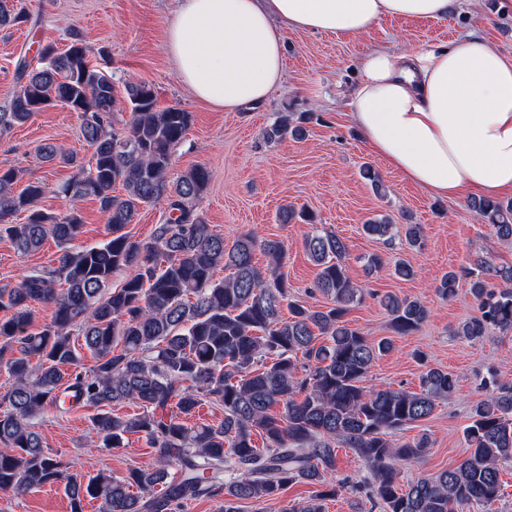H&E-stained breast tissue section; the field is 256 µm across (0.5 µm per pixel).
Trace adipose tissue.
I'll return each mask as SVG.
<instances>
[{
    "label": "adipose tissue",
    "instance_id": "ef3b65f1",
    "mask_svg": "<svg viewBox=\"0 0 512 512\" xmlns=\"http://www.w3.org/2000/svg\"><path fill=\"white\" fill-rule=\"evenodd\" d=\"M450 0H179L167 28L178 79L227 112L268 98L284 30L355 37L386 17L439 19ZM348 117L368 149L431 196L512 192V57L467 35L360 60Z\"/></svg>",
    "mask_w": 512,
    "mask_h": 512
}]
</instances>
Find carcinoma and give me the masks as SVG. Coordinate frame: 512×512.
Here are the masks:
<instances>
[{
    "instance_id": "carcinoma-1",
    "label": "carcinoma",
    "mask_w": 512,
    "mask_h": 512,
    "mask_svg": "<svg viewBox=\"0 0 512 512\" xmlns=\"http://www.w3.org/2000/svg\"><path fill=\"white\" fill-rule=\"evenodd\" d=\"M29 20L0 3V28ZM92 48L75 36L60 51H39L43 66H18L21 85L0 127L26 123L61 103L80 114L81 134L93 149L91 163L73 157L75 168L62 187L75 201L91 197L108 215L107 239L75 247L83 227L77 208L66 215L39 206L46 184L15 168H0V236L26 255L48 239L59 248V267L26 275L0 288V369L12 379L0 395V492L24 495L46 486L63 487L72 512L100 501V512H173L188 501L220 498V512H240L244 500H272L297 483L317 484L336 470V447L349 448L368 467L362 480L338 485L295 502L282 512H325V501L349 489L378 500L383 512H466L492 506L502 492V463L512 460V385L492 390L472 409L465 438L471 452L458 465L419 478L403 488L399 465L423 458L428 441L396 445L389 436L428 418L455 391L454 374L428 367L420 391L364 385L376 357L392 340L372 343L347 319L363 300L351 278L345 240L321 230L312 213L288 207L282 220L312 225L305 241L317 267L314 288L331 300L312 309L294 300L281 273L284 242L247 233L233 245L206 224L197 210L209 184L195 167L175 178L173 148L185 137L191 114L157 108L153 87L124 84L116 94L107 71L86 61ZM312 115H284L267 131L277 140L299 137ZM23 184L21 189L16 185ZM123 194L116 195V186ZM167 202L168 217L148 241L124 232L143 205ZM470 208L497 237L512 240V201L479 197ZM24 214V221L10 218ZM386 216L363 224L371 237L392 238ZM268 258L266 271L254 253ZM231 270L214 278L219 266ZM126 270L123 283L112 276ZM467 275L477 313L457 333L478 342L492 329L512 332V266L496 267L477 254ZM459 274L450 271L437 286L445 300L455 295ZM54 304L52 321L32 330V304ZM380 304L391 331L408 336L430 316L417 299L387 292ZM288 308V320L281 312ZM77 329L95 364L85 368L72 339ZM136 404L141 412L120 415L112 406ZM211 403L224 411L217 424L188 420ZM282 406L279 415L271 412ZM94 410L91 430L105 448H121L138 433L155 449V462L132 467L122 477L103 471L77 477L72 465L54 458L34 428L52 408ZM265 447L254 444V436ZM175 476H170V469Z\"/></svg>"
}]
</instances>
